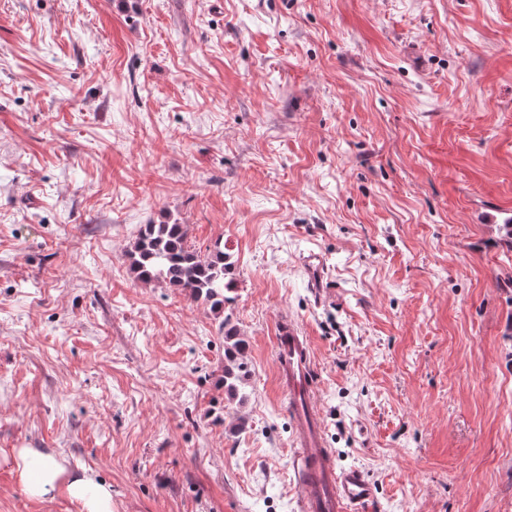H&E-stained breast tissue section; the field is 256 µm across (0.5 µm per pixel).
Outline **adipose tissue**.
Listing matches in <instances>:
<instances>
[{
  "label": "adipose tissue",
  "instance_id": "adipose-tissue-1",
  "mask_svg": "<svg viewBox=\"0 0 512 512\" xmlns=\"http://www.w3.org/2000/svg\"><path fill=\"white\" fill-rule=\"evenodd\" d=\"M15 466L31 498L41 500L60 490L79 504L81 512H112L111 491L89 472L70 474L60 462L30 449L17 452Z\"/></svg>",
  "mask_w": 512,
  "mask_h": 512
}]
</instances>
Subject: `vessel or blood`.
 Masks as SVG:
<instances>
[{"instance_id": "vessel-or-blood-1", "label": "vessel or blood", "mask_w": 512, "mask_h": 512, "mask_svg": "<svg viewBox=\"0 0 512 512\" xmlns=\"http://www.w3.org/2000/svg\"><path fill=\"white\" fill-rule=\"evenodd\" d=\"M276 366L287 380L294 429L292 469L300 492V512H356L373 497V486L358 469H338L328 448L315 400L309 340L290 320L280 321Z\"/></svg>"}]
</instances>
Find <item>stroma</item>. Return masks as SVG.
Returning a JSON list of instances; mask_svg holds the SVG:
<instances>
[{
    "mask_svg": "<svg viewBox=\"0 0 512 512\" xmlns=\"http://www.w3.org/2000/svg\"><path fill=\"white\" fill-rule=\"evenodd\" d=\"M0 0V512H298L296 320L363 512H512V0ZM223 242V313L127 252ZM246 343L224 394V328ZM15 466L26 494L42 500L62 490L80 505V512H112V493L87 470L70 474L55 459L32 449H21L15 456Z\"/></svg>",
    "mask_w": 512,
    "mask_h": 512,
    "instance_id": "1",
    "label": "stroma"
}]
</instances>
